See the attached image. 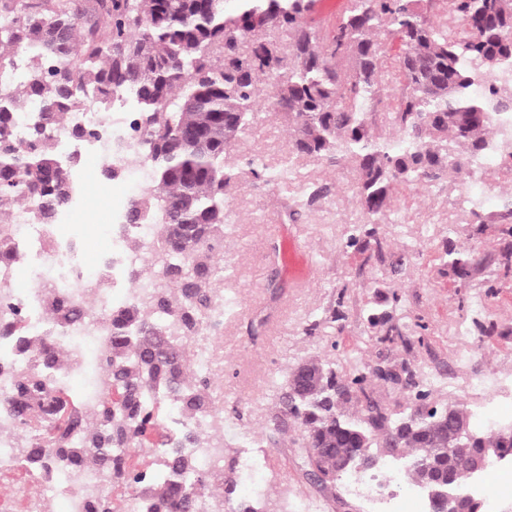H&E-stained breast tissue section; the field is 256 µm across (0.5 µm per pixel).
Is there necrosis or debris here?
<instances>
[{"instance_id":"1","label":"necrosis or debris","mask_w":512,"mask_h":512,"mask_svg":"<svg viewBox=\"0 0 512 512\" xmlns=\"http://www.w3.org/2000/svg\"><path fill=\"white\" fill-rule=\"evenodd\" d=\"M114 115L110 112H71L64 122L55 125L50 131L51 141L62 150L72 148L70 128L75 124L98 127L99 139L90 141L86 148L88 161L97 162L109 155V144L113 139ZM28 202H20L8 214L7 223L12 233L20 237L25 252L36 260L37 267L29 275L27 285H20L15 263H0V291L22 305L33 324L46 328L48 320L44 314L47 295L57 289L68 290L71 297L87 312V317L68 327L64 335L55 337L53 344L65 355L64 372H72L77 367L78 353L82 352L81 341L90 338L94 347H101L105 340L102 316L114 303L144 300L151 290L149 281H142L136 287H126L123 281H115L112 287L103 288L98 278L87 275L79 263L72 258L69 238L50 233L47 225L32 223L29 218ZM156 228L151 224H136L129 227L125 237L112 243V251L117 265L123 270L141 268L154 261L153 241ZM100 475L93 466H86L67 475L63 480L41 483V490L53 498L61 500L63 512H85V500L99 487Z\"/></svg>"}]
</instances>
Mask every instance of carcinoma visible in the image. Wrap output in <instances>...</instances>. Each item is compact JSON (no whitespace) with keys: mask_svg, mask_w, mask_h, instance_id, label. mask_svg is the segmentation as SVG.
Returning a JSON list of instances; mask_svg holds the SVG:
<instances>
[{"mask_svg":"<svg viewBox=\"0 0 512 512\" xmlns=\"http://www.w3.org/2000/svg\"><path fill=\"white\" fill-rule=\"evenodd\" d=\"M237 2L228 15L224 0H0V210L28 197L33 222L55 223L71 201L79 159L61 163L49 127L120 99L134 102L129 128L156 179L127 221L159 226L161 282L145 304L108 312L94 400L75 401L64 376L52 375L62 357L20 305L0 321V343L12 353L0 363L11 382L0 397L9 419L0 432L25 438L15 464L31 474L61 480L96 466L103 486L85 512H115L116 484L135 492L139 512H194L198 499L220 490L228 502L235 490L224 471L201 470L192 452L209 433L224 432V417L217 373L194 369L190 346L218 333L238 307L217 265L231 227L227 188L245 179L288 187L286 163L229 160L259 110L288 119L292 153L357 168L368 220L346 227L344 247L361 254L372 244L381 252L375 217L399 188L469 173L486 156L512 171V0H448L452 22L429 15L432 0H347L324 41L309 24L320 0ZM272 27L288 33L290 53L258 37ZM382 29L396 44L393 73L382 68ZM345 59L353 65L343 72ZM383 82L394 90L393 133L385 138L369 123ZM19 124L22 140L14 136ZM20 257L17 239L0 224V261ZM441 259L463 276L470 250L447 248ZM45 308L55 332L84 314L66 291L50 293ZM366 323L386 339L403 337L387 312L369 309ZM379 365H293L273 436L251 447L294 433L301 469L318 472L326 491L350 474L339 467L351 451L424 460L427 467L412 470L414 482L466 488L480 449H512L496 429L475 431L460 403L448 405L446 420L425 416L435 399L429 374L403 364L387 378ZM377 380L408 405L380 406L372 397ZM144 448L154 466L133 467L131 452Z\"/></svg>","mask_w":512,"mask_h":512,"instance_id":"1","label":"carcinoma"}]
</instances>
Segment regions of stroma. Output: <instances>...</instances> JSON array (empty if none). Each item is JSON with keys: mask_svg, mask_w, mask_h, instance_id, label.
<instances>
[{"mask_svg": "<svg viewBox=\"0 0 512 512\" xmlns=\"http://www.w3.org/2000/svg\"><path fill=\"white\" fill-rule=\"evenodd\" d=\"M289 151L287 121L264 114L233 154L254 155L274 167ZM89 172L87 180L73 183L80 213L61 230L72 233L77 262L94 272L105 269L112 254L109 185L101 166L90 165ZM358 179L348 162L297 156L287 190L243 181L226 193L235 224L224 234V259L233 267L225 285L241 304L214 339L224 365L225 457L235 456L242 435L268 437L278 411L267 393L269 379L284 380L289 367L313 357L384 359L438 373L445 378L435 394L439 402L464 404L484 420L512 419V276L501 265L502 253L512 249V237L502 232L512 223L502 207L504 196H512V171L488 164L434 186L400 189L377 219L382 255L371 259L343 250L346 226L364 221L353 194ZM477 181L494 200L474 209L464 195ZM309 186L324 188V196L308 201L301 191ZM274 242L281 248L276 264L269 258ZM448 245L472 251L465 278L443 266L440 256ZM275 275L284 281L277 294L269 288ZM371 305L390 312L403 339L381 341L379 331L363 320ZM333 308L344 312L342 323L328 322ZM263 316L269 319L263 334L251 336V322ZM316 317L320 327L305 335ZM318 497L291 445L271 449L259 496L266 512ZM0 512H63V507L41 497L24 471L11 468L0 470Z\"/></svg>", "mask_w": 512, "mask_h": 512, "instance_id": "1", "label": "stroma"}]
</instances>
